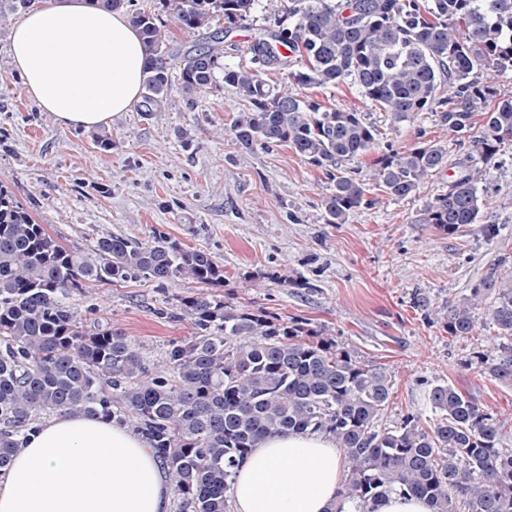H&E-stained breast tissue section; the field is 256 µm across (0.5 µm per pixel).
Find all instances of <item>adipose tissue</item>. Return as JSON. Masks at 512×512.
<instances>
[{
    "label": "adipose tissue",
    "instance_id": "1",
    "mask_svg": "<svg viewBox=\"0 0 512 512\" xmlns=\"http://www.w3.org/2000/svg\"><path fill=\"white\" fill-rule=\"evenodd\" d=\"M9 51L25 93L65 128L110 124L147 76L137 29L93 0H34ZM343 463V449L319 434L266 439L236 467L235 512H329ZM171 495L130 426L67 414L38 422L0 476V512H168Z\"/></svg>",
    "mask_w": 512,
    "mask_h": 512
}]
</instances>
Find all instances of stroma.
<instances>
[{
    "label": "stroma",
    "instance_id": "stroma-1",
    "mask_svg": "<svg viewBox=\"0 0 512 512\" xmlns=\"http://www.w3.org/2000/svg\"><path fill=\"white\" fill-rule=\"evenodd\" d=\"M122 9L157 11L172 30L175 60L223 37L215 82L191 97L172 88L154 106L138 100L106 126L62 128L26 95L8 53L11 27L2 25L0 185L77 253L106 234L143 239L156 232L186 248L208 249L224 269L219 293L229 305L308 323L361 359L385 364L393 380L386 425L427 411V391L440 383L512 420V386L468 365L493 332L487 313L466 340L450 337L434 316L469 295L489 268L512 277V143L488 160L473 153L471 142L484 130L478 111L469 142L458 144L441 119L444 85L436 105L398 124L354 85L306 89L322 105L365 114L379 131L372 153L342 163L344 175L369 173L374 156L390 148L430 141L448 148L446 167L417 193L396 199L373 187L347 223H326L333 181L325 170L285 145L243 148L230 132L233 119L252 105L225 84L224 70L251 66L247 46L269 25L263 10L245 28L226 30L217 16L207 27L184 31L159 0H125ZM101 138L111 139L110 150L98 147ZM465 166L480 170L479 187L493 205L479 223L445 235L423 223V213ZM271 270L300 280V287H252L253 276ZM201 290L189 281L162 290L129 281L84 289L70 304L85 325L118 329L155 361L169 342L192 336L177 313L183 297Z\"/></svg>",
    "mask_w": 512,
    "mask_h": 512
}]
</instances>
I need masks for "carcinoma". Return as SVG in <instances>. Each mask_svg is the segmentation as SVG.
<instances>
[{"label": "carcinoma", "instance_id": "cac0c4a2", "mask_svg": "<svg viewBox=\"0 0 512 512\" xmlns=\"http://www.w3.org/2000/svg\"><path fill=\"white\" fill-rule=\"evenodd\" d=\"M181 30L224 16L225 31L250 20L258 0H161ZM31 0H0V25ZM276 29L249 45L253 68L224 69V83L247 96L231 131L244 148L286 145L327 170L334 186L326 223L344 224L364 203L368 184L391 197L416 193L445 167L448 148L434 142L392 150L365 179L332 174L338 164L375 147L378 129L361 112L326 108L299 95L305 87L347 80L395 123L436 100L441 83L453 96L443 113L462 137L472 112L495 99L488 70L512 69V0H267ZM148 59L147 98L160 103L171 88L169 31L151 12L132 17ZM301 69L279 89L263 78L280 61L278 47ZM223 49L210 45L181 57L186 95L210 85ZM512 142V97L484 113L475 151L489 159ZM492 205L477 173L464 169L425 210L423 223L448 234L478 223ZM148 281L158 288L191 280L224 283L211 252L184 248L161 234L146 239L108 235L75 253L0 187V472L19 439L55 414L128 424L161 459L175 497L172 512H230L235 468L261 441L289 433H320L344 449V477L331 512H375L391 493L420 496L433 512H512V423L480 408L454 385L428 392L434 417L409 413L392 428L379 420L392 397L385 365L358 358L336 342L263 311L236 309L215 293L181 300L194 329L169 344L156 365L141 347L107 327L88 330L69 304L88 285ZM498 354L476 363L512 386V278L494 268L482 287L448 307V335H474L484 292Z\"/></svg>", "mask_w": 512, "mask_h": 512}]
</instances>
